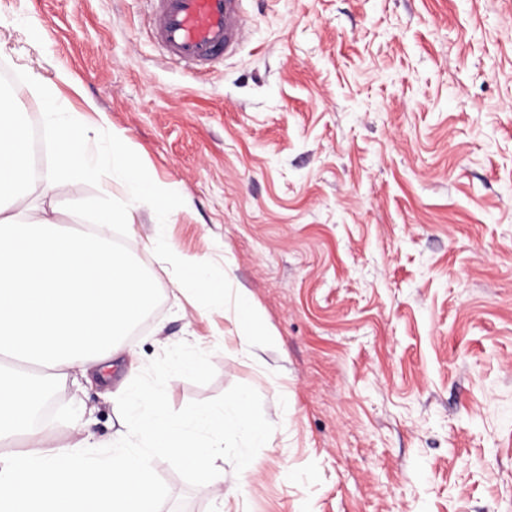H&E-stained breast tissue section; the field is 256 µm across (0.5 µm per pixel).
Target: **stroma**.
Instances as JSON below:
<instances>
[{
	"mask_svg": "<svg viewBox=\"0 0 512 512\" xmlns=\"http://www.w3.org/2000/svg\"><path fill=\"white\" fill-rule=\"evenodd\" d=\"M247 41L203 71L165 63L147 0H0V63L30 122V71L64 111L94 101L176 184L170 215L128 230L228 274L276 335L242 350L154 248L155 298L112 381L67 377L52 440L125 423L129 372L181 416L241 390L272 433L239 475L235 441L204 480L151 461L161 512H512V0H242ZM46 32L43 42L31 29ZM65 69L70 81L56 80ZM119 178L72 175L41 205L76 231L122 205ZM195 351L201 373H173Z\"/></svg>",
	"mask_w": 512,
	"mask_h": 512,
	"instance_id": "stroma-1",
	"label": "stroma"
}]
</instances>
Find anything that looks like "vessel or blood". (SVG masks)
<instances>
[{
    "instance_id": "1",
    "label": "vessel or blood",
    "mask_w": 512,
    "mask_h": 512,
    "mask_svg": "<svg viewBox=\"0 0 512 512\" xmlns=\"http://www.w3.org/2000/svg\"><path fill=\"white\" fill-rule=\"evenodd\" d=\"M242 0H150L153 36L166 58L204 67L235 53L247 19Z\"/></svg>"
}]
</instances>
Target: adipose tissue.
Wrapping results in <instances>:
<instances>
[{"label":"adipose tissue","mask_w":512,"mask_h":512,"mask_svg":"<svg viewBox=\"0 0 512 512\" xmlns=\"http://www.w3.org/2000/svg\"><path fill=\"white\" fill-rule=\"evenodd\" d=\"M42 113L54 154L48 174L34 172L31 147L20 134L25 110L0 101V512H159L153 454L208 479L225 434L254 446L267 442L271 429L252 415L245 392L222 407L174 417L159 396L135 384L121 389L117 403L132 421L110 451H97L96 441L82 434L51 442L34 425L33 412L48 395L45 378L109 368L117 337L144 317L154 286L122 261L109 239L113 224L131 221V212L104 208L95 233H71L32 206L30 196L55 192L73 173L97 179L109 171L125 182L131 201L164 214L178 201L175 186L154 177L123 131L111 130L99 155L84 143L83 114L61 111L48 89ZM166 251L205 307L232 318L243 347L258 336L273 340L247 292L212 276L203 258L171 245ZM19 438L24 447L17 450Z\"/></svg>","instance_id":"1"}]
</instances>
